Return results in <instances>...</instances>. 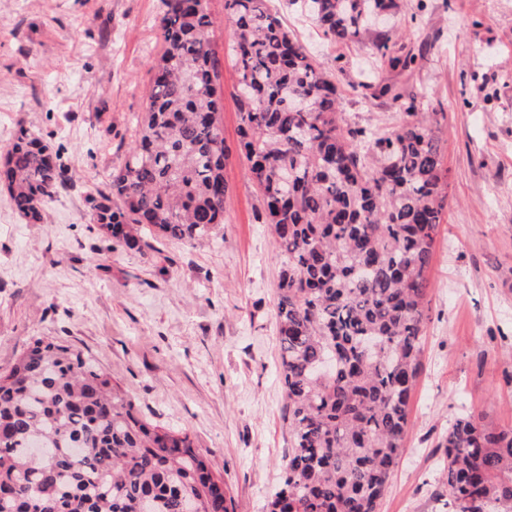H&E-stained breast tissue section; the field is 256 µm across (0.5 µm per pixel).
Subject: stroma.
<instances>
[{
    "instance_id": "35a3bbf8",
    "label": "stroma",
    "mask_w": 512,
    "mask_h": 512,
    "mask_svg": "<svg viewBox=\"0 0 512 512\" xmlns=\"http://www.w3.org/2000/svg\"><path fill=\"white\" fill-rule=\"evenodd\" d=\"M393 37L428 41L420 69L383 67L362 45L332 44L291 0L283 25L348 91L349 122L391 124L390 98L364 77L422 85L447 114V193L427 277L422 368L411 429L379 512H448L443 437L462 413L512 427V0H423ZM161 0H0V151L18 128L58 150L64 185L29 224L0 191V373L34 336L76 347L152 424L186 433L225 484L233 512H266L288 450L273 309L274 237L239 152L237 75L221 79L225 147L220 233L141 251L92 220L97 189L143 112L162 46Z\"/></svg>"
}]
</instances>
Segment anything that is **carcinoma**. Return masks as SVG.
Here are the masks:
<instances>
[{
	"label": "carcinoma",
	"instance_id": "obj_1",
	"mask_svg": "<svg viewBox=\"0 0 512 512\" xmlns=\"http://www.w3.org/2000/svg\"><path fill=\"white\" fill-rule=\"evenodd\" d=\"M163 52L95 220L117 244L212 239L224 214L219 82L237 73L240 150L275 237L274 318L289 446L268 512H378L410 431L427 271L444 221L445 113L424 88L362 82L400 116L365 130L341 112L336 76L268 0H224L226 57L209 38V0H162ZM336 44L369 42L391 69L423 55L372 35L397 0H300ZM64 183L60 154L19 129L0 155L13 208L41 224ZM449 512H512V428L456 418L444 439ZM0 512H228L224 480L187 435L139 416L109 375L35 336L0 374Z\"/></svg>",
	"mask_w": 512,
	"mask_h": 512
}]
</instances>
